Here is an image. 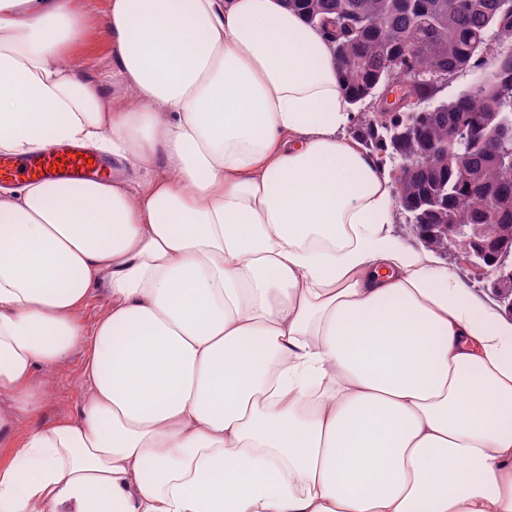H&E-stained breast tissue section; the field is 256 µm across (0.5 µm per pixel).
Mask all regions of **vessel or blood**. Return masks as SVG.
Returning a JSON list of instances; mask_svg holds the SVG:
<instances>
[{"label":"vessel or blood","mask_w":512,"mask_h":512,"mask_svg":"<svg viewBox=\"0 0 512 512\" xmlns=\"http://www.w3.org/2000/svg\"><path fill=\"white\" fill-rule=\"evenodd\" d=\"M105 160L90 159L76 146H60L33 153L0 157V179H30L51 183H77L110 177Z\"/></svg>","instance_id":"1"}]
</instances>
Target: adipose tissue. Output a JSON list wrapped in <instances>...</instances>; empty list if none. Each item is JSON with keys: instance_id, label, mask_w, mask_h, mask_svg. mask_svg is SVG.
<instances>
[{"instance_id": "obj_1", "label": "adipose tissue", "mask_w": 512, "mask_h": 512, "mask_svg": "<svg viewBox=\"0 0 512 512\" xmlns=\"http://www.w3.org/2000/svg\"><path fill=\"white\" fill-rule=\"evenodd\" d=\"M84 33L77 0H0V154L126 170L0 191V443L84 357L0 512H512V322L388 231L323 32L283 0H109L129 103L67 62ZM106 310V301L103 292L91 297L77 312L78 319L90 327ZM81 364L82 355L74 352L58 367L41 370L36 375L35 381L43 380L48 384L49 399L36 418L18 425L11 443L13 448H19L28 432L36 427L79 417L82 404Z\"/></svg>"}]
</instances>
